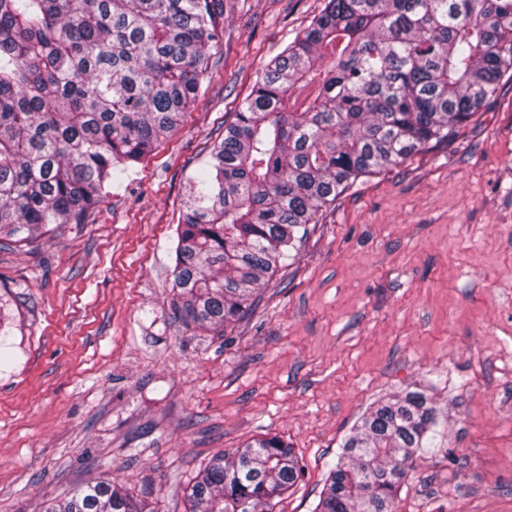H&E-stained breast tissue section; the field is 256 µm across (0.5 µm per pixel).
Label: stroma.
Listing matches in <instances>:
<instances>
[{
    "label": "stroma",
    "mask_w": 512,
    "mask_h": 512,
    "mask_svg": "<svg viewBox=\"0 0 512 512\" xmlns=\"http://www.w3.org/2000/svg\"><path fill=\"white\" fill-rule=\"evenodd\" d=\"M325 0H224L210 84L87 223L0 243V512L107 480L186 512L216 454L275 435L304 467L273 512H313L377 401L437 410L394 512H512V83L474 120L361 178L223 335L170 307L191 178L258 71Z\"/></svg>",
    "instance_id": "stroma-1"
}]
</instances>
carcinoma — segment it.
<instances>
[{
    "instance_id": "cac0c4a2",
    "label": "carcinoma",
    "mask_w": 512,
    "mask_h": 512,
    "mask_svg": "<svg viewBox=\"0 0 512 512\" xmlns=\"http://www.w3.org/2000/svg\"><path fill=\"white\" fill-rule=\"evenodd\" d=\"M224 0H0V240L83 224L183 122L219 45ZM512 81V0H327L261 73L189 186L172 308L223 333L360 178L469 122ZM438 424L425 391L374 404L315 512H393ZM301 467L266 436L194 478L189 512H273ZM107 481L41 512H147Z\"/></svg>"
}]
</instances>
